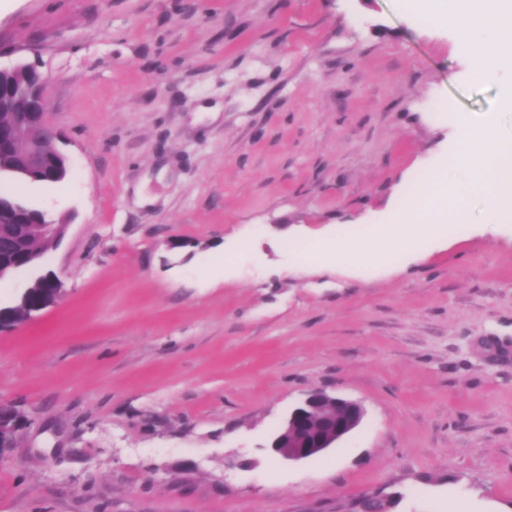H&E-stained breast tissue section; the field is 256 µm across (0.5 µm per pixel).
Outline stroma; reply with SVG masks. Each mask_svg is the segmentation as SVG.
Wrapping results in <instances>:
<instances>
[{
  "mask_svg": "<svg viewBox=\"0 0 512 512\" xmlns=\"http://www.w3.org/2000/svg\"><path fill=\"white\" fill-rule=\"evenodd\" d=\"M16 62L73 163L0 182L67 225L63 299L0 332L27 419L0 512H512V219L407 265L292 267L389 223L459 118L512 122V73L472 83L398 0H0ZM316 391L362 423L272 461Z\"/></svg>",
  "mask_w": 512,
  "mask_h": 512,
  "instance_id": "1",
  "label": "stroma"
}]
</instances>
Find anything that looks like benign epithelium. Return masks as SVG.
I'll return each instance as SVG.
<instances>
[{
    "label": "benign epithelium",
    "mask_w": 512,
    "mask_h": 512,
    "mask_svg": "<svg viewBox=\"0 0 512 512\" xmlns=\"http://www.w3.org/2000/svg\"><path fill=\"white\" fill-rule=\"evenodd\" d=\"M34 86L31 95L13 102L21 121L11 126H0V146L22 142V162L29 169L50 174L47 142L56 138L54 127L46 120L41 96L44 79L39 72L33 73ZM64 288L58 278L45 289L40 312L56 304L63 296ZM365 415L357 402L329 395L322 391L310 394L297 405L275 432L270 442L271 458L275 461L301 462L318 457L337 445L356 427ZM25 422L21 413L14 419L0 421V461L12 447L19 425Z\"/></svg>",
    "instance_id": "benign-epithelium-1"
}]
</instances>
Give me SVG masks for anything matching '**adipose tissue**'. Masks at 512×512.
Returning <instances> with one entry per match:
<instances>
[{"instance_id":"obj_1","label":"adipose tissue","mask_w":512,"mask_h":512,"mask_svg":"<svg viewBox=\"0 0 512 512\" xmlns=\"http://www.w3.org/2000/svg\"><path fill=\"white\" fill-rule=\"evenodd\" d=\"M399 2L420 24L454 32V47L468 59L474 83L497 79L507 66L505 51L512 48V0H465L457 11L449 9L447 0Z\"/></svg>"}]
</instances>
